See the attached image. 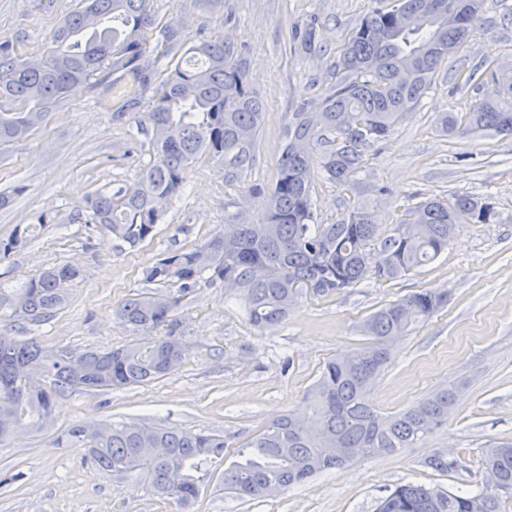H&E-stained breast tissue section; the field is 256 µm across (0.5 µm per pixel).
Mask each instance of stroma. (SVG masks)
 <instances>
[{"label":"stroma","mask_w":512,"mask_h":512,"mask_svg":"<svg viewBox=\"0 0 512 512\" xmlns=\"http://www.w3.org/2000/svg\"><path fill=\"white\" fill-rule=\"evenodd\" d=\"M390 0H152L158 22L178 28L185 44L221 35L246 61V87L264 104L253 165L228 174L203 154L189 166L152 238L119 247L88 222L95 193L132 184L150 160L140 114L112 96L102 69L74 87L58 108L22 140L0 143V239L48 216L19 252L0 259V288L22 287L42 269L74 265L82 278L68 305L50 321L19 331L9 303H0V333L23 334L43 346L76 352L137 342L117 306L149 289L144 271L168 253L201 244L243 216L259 218L264 201L250 190L278 177L288 115L323 98L336 77L339 53L362 19ZM81 0H0V42L22 57L44 52ZM316 21L327 50L300 53L294 33ZM512 62V0H490L481 27L442 66L417 106L384 140L364 150L365 166L344 188L314 172L317 223L333 224L365 202L384 229L429 198L467 193L491 202L490 224H461L447 251L394 280H367L336 295L300 298L286 322L259 329L244 303L223 283H204L181 299L177 317L188 359L172 374L142 385L102 391L69 389L55 401L49 427L18 429L0 443V512H181L143 485L86 461L82 448L54 447L55 436L90 419L162 423L224 435L225 462L280 415L303 406L306 391L331 357L367 344L362 325L383 305L436 289L447 304L391 347L390 360L369 392L381 415L452 390L456 405L426 441L394 454L359 458L273 497L240 500L217 484L201 489L188 512H376L397 485L453 493L485 489L486 448L512 441V136L445 135L440 113L465 114L476 90L469 69ZM39 223V222H38ZM448 452L459 470L440 473L427 457ZM19 474L18 482L2 477Z\"/></svg>","instance_id":"obj_1"}]
</instances>
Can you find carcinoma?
<instances>
[{"label": "carcinoma", "mask_w": 512, "mask_h": 512, "mask_svg": "<svg viewBox=\"0 0 512 512\" xmlns=\"http://www.w3.org/2000/svg\"><path fill=\"white\" fill-rule=\"evenodd\" d=\"M80 10L57 28L44 57L21 58L0 45V141L25 137L76 84L104 65L120 73L115 94L137 104L152 91L142 121L151 129V160L130 186L88 200L91 223L120 245L135 247L154 232L166 206L180 191L192 160L208 152L224 169L252 165L264 105L246 88V67L233 43L218 37L192 44L167 77L152 85L155 61L178 45L172 25H159L151 0H82ZM487 0H391L372 10L350 36L336 65V84L315 106L288 118L287 142L278 179L265 196L254 224H226L188 251L172 252L145 270V279L179 284L177 293L141 292L123 302L116 315L132 332L151 330L144 343L110 350L48 349L39 342L0 334V443L17 428L42 430L56 395L71 389L105 390L159 380L184 361L176 310L202 281L222 282L242 297L249 321L274 328L288 318L304 291L329 297L373 278L393 280L433 261L448 247V225L489 224L491 203L467 194L430 199L389 234L373 210L360 204L334 224H316L311 204L313 152L327 149L321 167L327 178L348 186L363 167V151L392 131L415 107L443 63L471 36ZM320 42L313 24L300 35L312 54ZM417 63L409 79L403 72ZM132 73L124 82L123 73ZM481 96L461 117L445 113L440 130L512 135V66L472 70ZM26 231L0 239V258L23 249ZM70 265L52 266L10 294L16 317L47 322L67 304L81 278ZM448 302V294L423 290L393 301L364 324L372 344L329 359L304 397L305 407L289 412L237 450L243 460L224 466L228 444L218 433H195L149 424L107 420L77 423L54 440L87 449L89 459L119 478L134 477L162 500L188 508L215 471L219 486L239 499L269 496L355 458L395 453L424 441L447 422L455 397L432 393L407 409L382 416L367 391L390 359L387 343L405 335ZM350 448L343 457L339 449ZM485 468L499 475L501 489L460 494L422 485H399L377 512H502L512 498V442L487 449ZM425 465L450 473L458 461L437 452Z\"/></svg>", "instance_id": "obj_1"}]
</instances>
